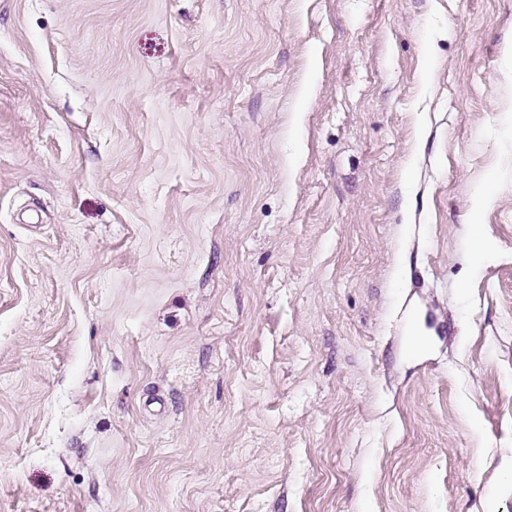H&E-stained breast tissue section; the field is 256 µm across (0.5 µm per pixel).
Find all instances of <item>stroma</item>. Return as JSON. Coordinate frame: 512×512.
Returning <instances> with one entry per match:
<instances>
[{
    "label": "stroma",
    "instance_id": "obj_1",
    "mask_svg": "<svg viewBox=\"0 0 512 512\" xmlns=\"http://www.w3.org/2000/svg\"><path fill=\"white\" fill-rule=\"evenodd\" d=\"M0 512H512V0H0Z\"/></svg>",
    "mask_w": 512,
    "mask_h": 512
}]
</instances>
